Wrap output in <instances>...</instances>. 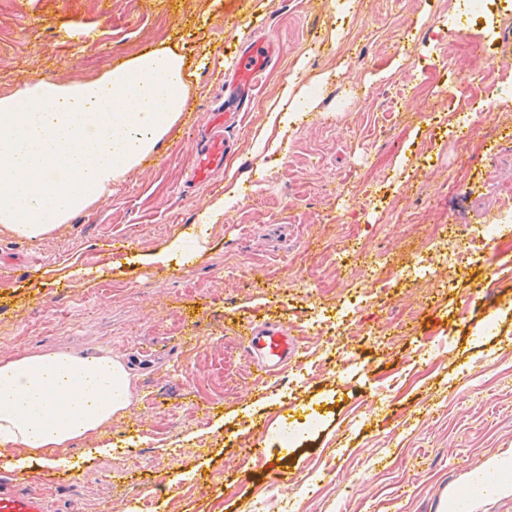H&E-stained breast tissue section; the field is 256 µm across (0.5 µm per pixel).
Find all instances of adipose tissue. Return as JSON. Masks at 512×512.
<instances>
[{
	"instance_id": "obj_1",
	"label": "adipose tissue",
	"mask_w": 512,
	"mask_h": 512,
	"mask_svg": "<svg viewBox=\"0 0 512 512\" xmlns=\"http://www.w3.org/2000/svg\"><path fill=\"white\" fill-rule=\"evenodd\" d=\"M187 105L181 58L157 50L99 80L60 85L42 78L0 97V228L37 238L154 153ZM132 403V379L111 355L67 351L0 359V466L67 448L111 424Z\"/></svg>"
}]
</instances>
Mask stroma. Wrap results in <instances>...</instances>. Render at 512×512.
Segmentation results:
<instances>
[{
    "mask_svg": "<svg viewBox=\"0 0 512 512\" xmlns=\"http://www.w3.org/2000/svg\"><path fill=\"white\" fill-rule=\"evenodd\" d=\"M459 0H16L0 43V95L31 76L90 81L157 49L190 74L186 111L158 151L109 195L42 238L0 232V358L64 350L112 354L133 374L129 412L70 448L30 457L51 512H432L494 454L512 450V236L492 257L421 280L392 277L391 303L356 299L370 257L429 255L433 229L481 230L512 197V109L491 108L456 163L448 84L485 72L512 86V10L480 29L444 30ZM239 24L224 25L227 13ZM442 28L394 55L395 34ZM281 50L262 73L211 181L189 185L196 130L224 102L241 50ZM207 213L203 250L174 241ZM132 238L112 248L114 238ZM240 255L229 271L227 247ZM171 253L169 264L157 257ZM307 285H293V272ZM64 295L60 310L47 309ZM344 317L352 365L322 370L332 346L301 323ZM277 322L299 353L256 386L239 326ZM292 422L300 436L280 447ZM263 445L246 470V427ZM154 488L147 510L138 496Z\"/></svg>",
    "mask_w": 512,
    "mask_h": 512,
    "instance_id": "obj_1",
    "label": "stroma"
}]
</instances>
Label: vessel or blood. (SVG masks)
<instances>
[{
    "label": "vessel or blood",
    "mask_w": 512,
    "mask_h": 512,
    "mask_svg": "<svg viewBox=\"0 0 512 512\" xmlns=\"http://www.w3.org/2000/svg\"><path fill=\"white\" fill-rule=\"evenodd\" d=\"M277 52L276 45L264 38L250 42L238 56L231 82L224 94L223 110L200 136L192 179L203 182L223 169L232 151L224 133L228 119H239L245 104L252 98L259 76ZM241 340L246 357L256 371L272 375L296 357L297 343L284 325L271 322H248ZM0 512H47L41 493L26 487L25 479L15 472L0 471Z\"/></svg>",
    "instance_id": "1"
}]
</instances>
